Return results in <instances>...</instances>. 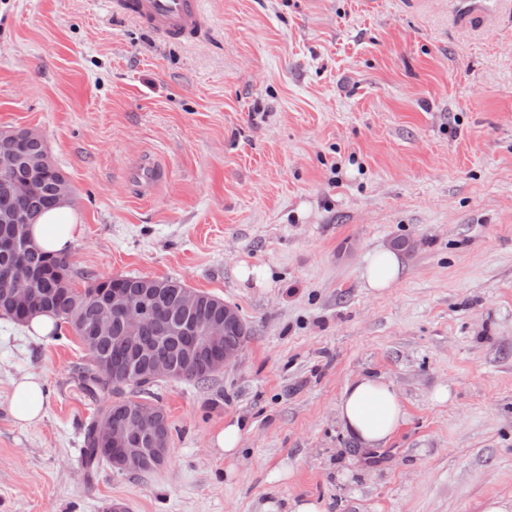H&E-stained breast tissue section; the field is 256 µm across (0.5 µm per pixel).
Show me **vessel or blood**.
Here are the masks:
<instances>
[{
  "mask_svg": "<svg viewBox=\"0 0 512 512\" xmlns=\"http://www.w3.org/2000/svg\"><path fill=\"white\" fill-rule=\"evenodd\" d=\"M202 0H123L124 12L152 32L188 39L202 26Z\"/></svg>",
  "mask_w": 512,
  "mask_h": 512,
  "instance_id": "vessel-or-blood-1",
  "label": "vessel or blood"
}]
</instances>
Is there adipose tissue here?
<instances>
[{"label":"adipose tissue","mask_w":512,"mask_h":512,"mask_svg":"<svg viewBox=\"0 0 512 512\" xmlns=\"http://www.w3.org/2000/svg\"><path fill=\"white\" fill-rule=\"evenodd\" d=\"M31 232L36 243L45 250L65 254L81 237L83 227L75 210L62 203L41 215ZM402 269L398 253L386 247L379 248L364 268L363 283L372 290H384L398 283ZM42 411L40 377L27 374L15 381L14 418L35 424L40 421ZM336 416L340 427L353 438L362 455L384 446L406 421L397 387L381 374H360L347 383L336 405Z\"/></svg>","instance_id":"ef3b65f1"}]
</instances>
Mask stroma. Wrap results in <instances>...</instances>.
<instances>
[{
    "label": "stroma",
    "instance_id": "1",
    "mask_svg": "<svg viewBox=\"0 0 512 512\" xmlns=\"http://www.w3.org/2000/svg\"><path fill=\"white\" fill-rule=\"evenodd\" d=\"M174 46L121 0H0V130L37 129L72 186L77 288L173 277L251 330L211 380L156 383L148 474L81 463L96 410L71 332L0 316V512H479L512 496V0H203ZM153 158L151 195L126 178ZM406 248H399V241ZM394 288H364L377 247ZM270 275L240 283L239 265ZM406 423L356 461L336 404L361 373ZM43 380L44 417L10 412ZM450 398H434L439 388ZM246 420L241 457L210 452ZM236 476L225 480L227 466ZM402 269L400 255L387 247H380L374 251L364 268V288L375 291L391 288L398 283ZM43 411L42 382L38 375L27 374L14 383L12 414L27 424L41 420Z\"/></svg>",
    "mask_w": 512,
    "mask_h": 512
}]
</instances>
